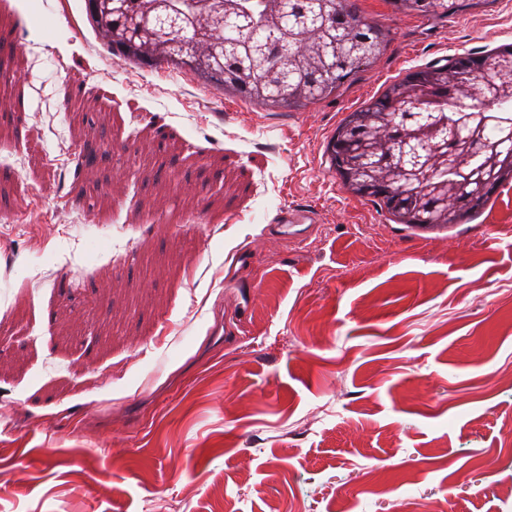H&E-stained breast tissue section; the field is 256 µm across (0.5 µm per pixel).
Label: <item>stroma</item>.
<instances>
[{
  "mask_svg": "<svg viewBox=\"0 0 512 512\" xmlns=\"http://www.w3.org/2000/svg\"><path fill=\"white\" fill-rule=\"evenodd\" d=\"M359 13L376 63L269 107L127 63L84 0H0V512H512L481 476L512 481V182L424 238L324 152L396 79L512 42V0ZM314 213L306 209H283L279 210L277 215L274 217L272 223L279 226L283 232L288 236V226L294 224L299 226L301 224H312L314 223Z\"/></svg>",
  "mask_w": 512,
  "mask_h": 512,
  "instance_id": "35a3bbf8",
  "label": "stroma"
}]
</instances>
